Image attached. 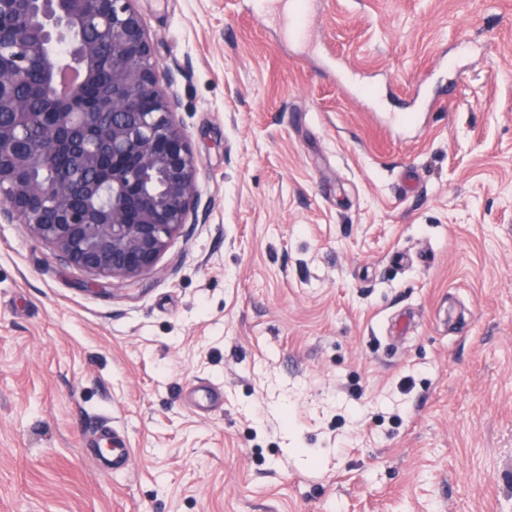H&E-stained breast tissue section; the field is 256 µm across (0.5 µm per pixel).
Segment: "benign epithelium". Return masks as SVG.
Returning <instances> with one entry per match:
<instances>
[{
    "instance_id": "7a95c632",
    "label": "benign epithelium",
    "mask_w": 512,
    "mask_h": 512,
    "mask_svg": "<svg viewBox=\"0 0 512 512\" xmlns=\"http://www.w3.org/2000/svg\"><path fill=\"white\" fill-rule=\"evenodd\" d=\"M106 61L103 92L73 107ZM34 68L53 112L21 92ZM172 83L133 0H0V221L90 276L156 270L200 206Z\"/></svg>"
}]
</instances>
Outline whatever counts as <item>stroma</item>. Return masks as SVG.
I'll use <instances>...</instances> for the list:
<instances>
[{
	"label": "stroma",
	"mask_w": 512,
	"mask_h": 512,
	"mask_svg": "<svg viewBox=\"0 0 512 512\" xmlns=\"http://www.w3.org/2000/svg\"><path fill=\"white\" fill-rule=\"evenodd\" d=\"M316 3L134 0L206 215L134 285L0 223V512H512V0ZM311 3L312 1L309 0L289 1L291 16L289 36L294 40H302L309 36L308 19Z\"/></svg>",
	"instance_id": "1"
}]
</instances>
